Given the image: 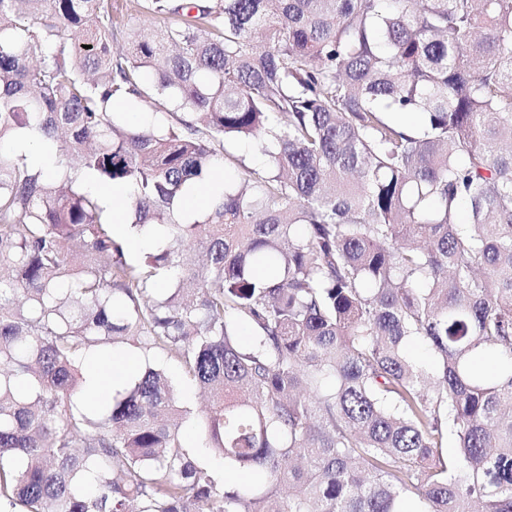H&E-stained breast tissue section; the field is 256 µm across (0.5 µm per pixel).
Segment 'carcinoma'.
Masks as SVG:
<instances>
[{"instance_id":"obj_1","label":"carcinoma","mask_w":512,"mask_h":512,"mask_svg":"<svg viewBox=\"0 0 512 512\" xmlns=\"http://www.w3.org/2000/svg\"><path fill=\"white\" fill-rule=\"evenodd\" d=\"M129 10L156 28L0 0V512H512V0ZM24 133L53 174L3 147ZM241 137L265 164L184 221ZM86 177L164 246L127 262ZM119 341L180 362L251 486L190 456L161 369L79 402Z\"/></svg>"}]
</instances>
